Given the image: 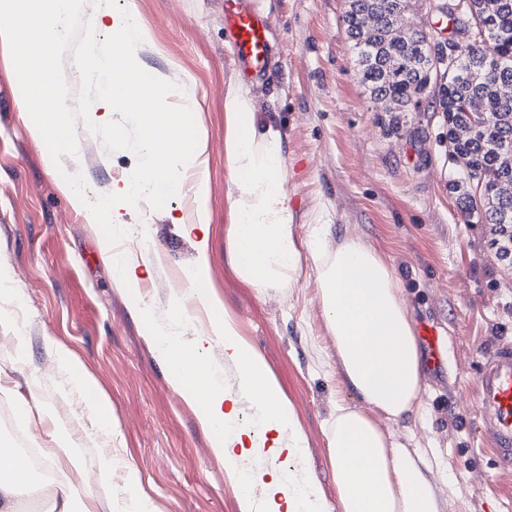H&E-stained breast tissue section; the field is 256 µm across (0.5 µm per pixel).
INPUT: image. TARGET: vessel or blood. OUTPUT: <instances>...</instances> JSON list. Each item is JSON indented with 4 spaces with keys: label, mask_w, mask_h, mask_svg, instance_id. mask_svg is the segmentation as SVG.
I'll use <instances>...</instances> for the list:
<instances>
[{
    "label": "vessel or blood",
    "mask_w": 512,
    "mask_h": 512,
    "mask_svg": "<svg viewBox=\"0 0 512 512\" xmlns=\"http://www.w3.org/2000/svg\"><path fill=\"white\" fill-rule=\"evenodd\" d=\"M225 25L234 53L250 71L263 73L270 54L271 33L267 21L242 6L228 7ZM419 336L431 353L433 370L445 369L443 335L438 323L425 322ZM479 431L494 443L499 469L512 468V344L505 343L487 355L477 376Z\"/></svg>",
    "instance_id": "vessel-or-blood-1"
}]
</instances>
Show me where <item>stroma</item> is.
<instances>
[{"label": "stroma", "instance_id": "1", "mask_svg": "<svg viewBox=\"0 0 512 512\" xmlns=\"http://www.w3.org/2000/svg\"><path fill=\"white\" fill-rule=\"evenodd\" d=\"M225 0H86L84 15L134 11L144 27L134 63L159 84L165 110L191 113V130L205 143L209 209V279L241 334L267 359L307 440L305 466L329 506L338 493L326 423L337 400L355 404L338 383L339 361L328 335L310 258L292 288L260 295L224 263L228 171L224 158V93L240 68L224 27ZM273 32L269 65L255 87L259 111L285 134L288 199L294 232L305 243L317 220L331 223L335 241L357 237L372 245L396 274L414 323L434 321L446 332L455 361L452 391L423 370L419 414L401 421L374 413L406 448L425 449L442 491L441 512H512V476L497 469L479 434L477 376L502 339L512 340V269L490 244L489 225L465 223L448 189L460 168L448 157L439 113L404 112L399 131L375 111L354 77L343 21L345 0H250ZM21 114L15 71L0 45V268L11 296L0 312L17 333L0 332V442L32 426L30 445L50 448L54 420L18 409L32 398L52 404L84 442L83 465L45 460L49 480L33 478L18 512H47L58 479L89 497L93 512H132V496L157 512H239L237 490L212 453L196 411L167 385L147 322L130 311L146 302L159 319L170 315L171 289L187 287L198 256L196 237L173 217H191V192L157 197L146 191L122 213L140 233L133 250L143 265L138 293L118 288L100 251L111 227L89 224L66 194L64 173H82L87 196L111 193L134 170L123 149L106 152L78 127L76 158L48 170V149ZM67 351L112 405L118 432L98 430L83 396L71 389ZM94 441H87V434ZM111 454L110 486L98 481V460ZM136 470L137 489L127 476Z\"/></svg>", "mask_w": 512, "mask_h": 512}]
</instances>
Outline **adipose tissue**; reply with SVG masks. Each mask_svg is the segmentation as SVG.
I'll return each instance as SVG.
<instances>
[{"label":"adipose tissue","instance_id":"ef3b65f1","mask_svg":"<svg viewBox=\"0 0 512 512\" xmlns=\"http://www.w3.org/2000/svg\"><path fill=\"white\" fill-rule=\"evenodd\" d=\"M112 38L83 62L98 85L96 106L104 112L135 110L144 129L147 163L135 180L113 187L103 204L89 210L91 224L127 229L119 203L163 184L181 192L186 180L202 187L203 147L180 116L159 108V87L127 66L130 45L142 34L134 12L112 17ZM224 154L229 173L228 222L224 257L233 273L259 293L292 287L302 255L313 262L326 320L340 358L339 380L361 400V407L337 404L327 425L328 446L338 489L339 512H440L432 480L433 463L421 449H408L369 416L376 409L392 420L421 408L423 378L412 319L399 282L379 253L349 237L333 243L332 227L317 223L305 247H298L288 202V167L280 129L262 119L249 83L237 78L224 93ZM192 293L172 290L174 312L186 296H196L208 326L194 336L177 335L172 324L157 322L150 308L134 315L152 322L155 351L167 368V382L211 435L213 454L236 483L239 512H329L315 480L298 470L257 466L245 472L243 455L302 461L307 442L287 396L264 358L242 336L236 321L209 286L208 257L199 255L188 278ZM223 361L210 360L213 342ZM60 364L72 367V386L87 399L100 425L115 429L112 407L96 381L75 368L67 352ZM236 369V383L224 382L225 365ZM16 448L0 445V512H17L28 485L18 477ZM265 490L264 501L252 495Z\"/></svg>","mask_w":512,"mask_h":512}]
</instances>
